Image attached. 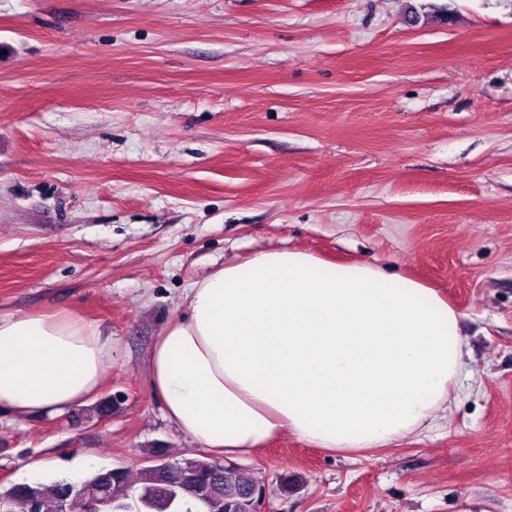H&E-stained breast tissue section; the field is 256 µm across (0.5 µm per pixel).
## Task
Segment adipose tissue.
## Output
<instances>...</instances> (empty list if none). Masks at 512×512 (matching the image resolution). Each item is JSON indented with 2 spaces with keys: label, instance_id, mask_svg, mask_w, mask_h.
Returning a JSON list of instances; mask_svg holds the SVG:
<instances>
[{
  "label": "adipose tissue",
  "instance_id": "adipose-tissue-1",
  "mask_svg": "<svg viewBox=\"0 0 512 512\" xmlns=\"http://www.w3.org/2000/svg\"><path fill=\"white\" fill-rule=\"evenodd\" d=\"M458 312L369 263L261 250L186 288L149 355L165 419L235 460L290 434L347 459L419 433L469 374ZM112 343L71 311L0 313V410L84 405Z\"/></svg>",
  "mask_w": 512,
  "mask_h": 512
}]
</instances>
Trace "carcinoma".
Masks as SVG:
<instances>
[{
  "instance_id": "cac0c4a2",
  "label": "carcinoma",
  "mask_w": 512,
  "mask_h": 512,
  "mask_svg": "<svg viewBox=\"0 0 512 512\" xmlns=\"http://www.w3.org/2000/svg\"><path fill=\"white\" fill-rule=\"evenodd\" d=\"M162 457L166 466L101 468L81 484L59 479L50 483L12 482L0 492V512H169L190 497L207 512H231L229 493L254 482L252 472L200 454L177 459L165 448L146 457Z\"/></svg>"
}]
</instances>
